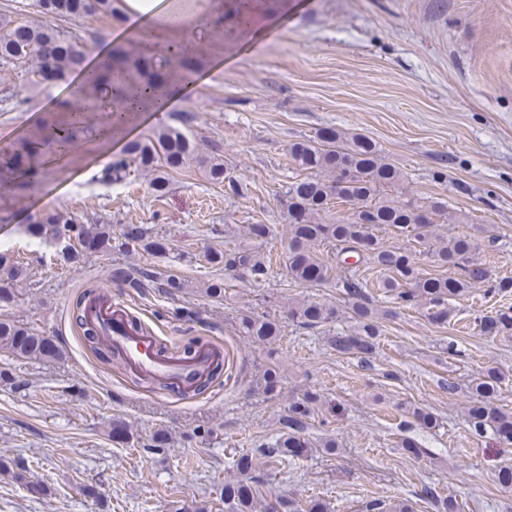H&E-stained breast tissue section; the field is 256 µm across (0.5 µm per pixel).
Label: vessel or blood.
<instances>
[{"label": "vessel or blood", "mask_w": 512, "mask_h": 512, "mask_svg": "<svg viewBox=\"0 0 512 512\" xmlns=\"http://www.w3.org/2000/svg\"><path fill=\"white\" fill-rule=\"evenodd\" d=\"M88 320L101 338L123 356L130 377L159 382L173 396L191 395L224 361L221 349L207 346L187 358L172 350H161L156 336L132 327L126 305L108 296L89 308Z\"/></svg>", "instance_id": "vessel-or-blood-1"}]
</instances>
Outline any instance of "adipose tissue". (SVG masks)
<instances>
[{
	"instance_id": "1",
	"label": "adipose tissue",
	"mask_w": 512,
	"mask_h": 512,
	"mask_svg": "<svg viewBox=\"0 0 512 512\" xmlns=\"http://www.w3.org/2000/svg\"><path fill=\"white\" fill-rule=\"evenodd\" d=\"M117 10L123 33L130 37L145 30L174 37L187 24L210 23L224 15L223 7L204 10L197 0H119Z\"/></svg>"
}]
</instances>
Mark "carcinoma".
Listing matches in <instances>:
<instances>
[{
    "label": "carcinoma",
    "instance_id": "obj_1",
    "mask_svg": "<svg viewBox=\"0 0 512 512\" xmlns=\"http://www.w3.org/2000/svg\"><path fill=\"white\" fill-rule=\"evenodd\" d=\"M33 5L43 14L63 21L90 16H116L114 0H34ZM0 65L24 66L29 88L66 81L71 74L84 71L87 96L103 105H112V112L129 120L142 108L163 106V91L167 84L178 79L167 57L133 55L125 47L113 45L99 57L95 67L84 69L85 56L78 36L62 26L48 27L36 20H15L0 15ZM60 111L69 114L66 123L52 128L51 140L60 147L72 144V129L82 124V109L67 101ZM45 152V142L28 139L0 150V184H15L25 189L38 170L35 163ZM296 176L288 183L282 198L283 217L288 226L284 255L286 269L292 279L317 286L331 276V268L318 254L315 246L326 243L340 248V253H352L358 261L369 265L377 274V287L403 307H416L433 324H444L453 311V302L471 289L487 286L489 294L512 291V279L494 280L490 271L475 258L478 245L470 238L455 235L449 238L432 236L430 227L436 219L448 216V206L434 199L420 204L387 193L399 189L404 172L385 160L378 146L361 137L345 138L327 130L319 141H299L288 151ZM195 165L210 180L228 182L236 191L237 184L217 156L202 155L186 123L164 125L149 130L128 143L125 157L116 162L107 177L124 180L131 171H150L154 178L152 190L166 191L171 172ZM352 207L350 218L327 224L323 215L333 205ZM392 230L407 239L402 247L387 245L379 237L382 230ZM26 233L45 241L64 242L59 259L66 264L78 262L89 253H99L115 242L122 250L142 251L149 255L167 249L162 240L149 235L140 225L112 234L110 224H86L63 211L40 214L26 225ZM426 254L439 268L449 267L448 274L427 273L418 257ZM204 261L223 266L233 276L249 275L258 281L268 275L270 265L258 258L248 246L233 250L207 251ZM0 268L8 270V279L25 275L27 264L18 258L0 253ZM111 277L124 287L143 294L150 288H162L170 293L183 287L182 281L158 276L145 264L113 269ZM345 304L354 314L356 327L350 333H338L330 345L339 354H355L363 359L373 355L378 347L380 324L393 316L394 310L373 306L366 279L351 275L344 278ZM337 311L315 300H301L288 306V317L304 326H319L336 317ZM481 331L497 336L512 331V309L501 310L493 317L480 320ZM238 330L255 343H269L281 333V326L266 313L244 312L238 317ZM90 350L111 370L122 373L125 363L100 340L92 342ZM0 351L15 357L53 359L60 355L56 343L34 329L8 319H0ZM501 376L488 371L472 386L467 416L475 433L491 428L504 442L512 443V411H506L492 401ZM306 397L288 406V415L281 422L282 431L266 447L241 454L230 461L231 468L242 478L224 485L220 500L224 512H291L293 505L286 501L273 503L263 498L258 483L248 478L257 467L258 459L286 461L299 457L307 449L303 438L308 413ZM26 469L16 461L0 460V475L26 486L34 493L43 491L38 482L27 480Z\"/></svg>",
    "mask_w": 512,
    "mask_h": 512
}]
</instances>
